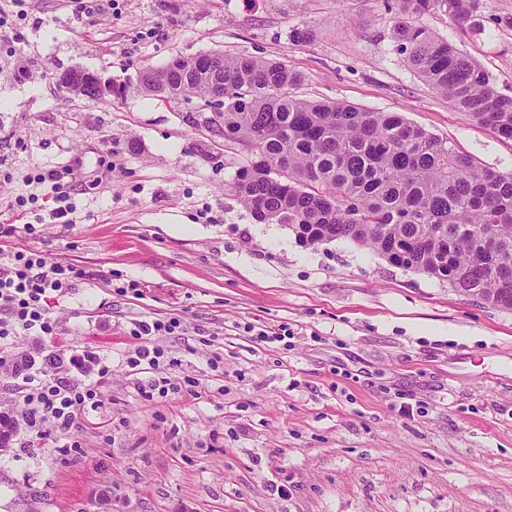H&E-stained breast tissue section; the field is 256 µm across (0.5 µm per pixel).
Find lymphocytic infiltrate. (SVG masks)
Masks as SVG:
<instances>
[{
  "instance_id": "lymphocytic-infiltrate-1",
  "label": "lymphocytic infiltrate",
  "mask_w": 512,
  "mask_h": 512,
  "mask_svg": "<svg viewBox=\"0 0 512 512\" xmlns=\"http://www.w3.org/2000/svg\"><path fill=\"white\" fill-rule=\"evenodd\" d=\"M85 277L84 270L31 250L13 251L0 262V370L20 379L24 402L20 422L40 438L52 433L66 436L78 427L87 409L99 408V387L109 379L111 368L96 351L76 349L64 360L68 376L49 375L37 368L35 358L15 361L12 345L18 337L30 334L55 340L61 326L49 301L67 297L74 283ZM182 329L176 317L134 321L129 334L137 345L129 353V366L159 370L166 352L158 338Z\"/></svg>"
}]
</instances>
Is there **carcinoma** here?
Wrapping results in <instances>:
<instances>
[{
    "mask_svg": "<svg viewBox=\"0 0 512 512\" xmlns=\"http://www.w3.org/2000/svg\"><path fill=\"white\" fill-rule=\"evenodd\" d=\"M392 39L448 106L512 139V97L420 22L442 7L467 21L477 0H396ZM301 76L276 59L213 52L172 57L139 89L190 100L224 91L209 128L259 155L231 189L256 221L305 245L345 239L457 292L512 310V173L481 166L400 112L302 98Z\"/></svg>",
    "mask_w": 512,
    "mask_h": 512,
    "instance_id": "carcinoma-1",
    "label": "carcinoma"
}]
</instances>
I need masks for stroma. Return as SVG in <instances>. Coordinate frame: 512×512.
Segmentation results:
<instances>
[{
  "label": "stroma",
  "mask_w": 512,
  "mask_h": 512,
  "mask_svg": "<svg viewBox=\"0 0 512 512\" xmlns=\"http://www.w3.org/2000/svg\"><path fill=\"white\" fill-rule=\"evenodd\" d=\"M0 9V250L86 271L50 310L64 349L112 367L71 447L17 432L0 455V512H512V310L351 241L305 246L257 222L230 190L251 153L209 132L200 99L136 88L176 55L277 59L301 73L300 96L402 113L512 173V140L406 66L386 0ZM423 22L512 96V0H479L464 24L438 9ZM302 25L312 38L292 42ZM71 67L112 78L123 98L68 94L56 79ZM39 173L71 187L65 217ZM131 281L139 294H121ZM169 316L185 332L159 340L172 384L160 398L127 363L129 328ZM249 322L287 329L286 344L256 342Z\"/></svg>",
  "instance_id": "1"
}]
</instances>
